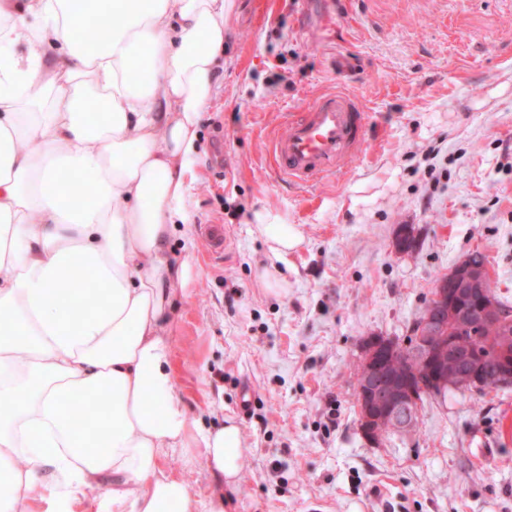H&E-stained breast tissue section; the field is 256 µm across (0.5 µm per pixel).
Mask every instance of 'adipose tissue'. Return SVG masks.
Instances as JSON below:
<instances>
[{
  "label": "adipose tissue",
  "mask_w": 512,
  "mask_h": 512,
  "mask_svg": "<svg viewBox=\"0 0 512 512\" xmlns=\"http://www.w3.org/2000/svg\"><path fill=\"white\" fill-rule=\"evenodd\" d=\"M230 0H0V512H227L167 473L235 485L233 422L179 395L171 313L193 276L197 125ZM90 27L103 42H83ZM56 48L47 56L48 48ZM271 252L301 242L260 213ZM79 268L65 285L60 272Z\"/></svg>",
  "instance_id": "adipose-tissue-1"
}]
</instances>
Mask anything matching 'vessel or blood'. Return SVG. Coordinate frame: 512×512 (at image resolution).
Returning a JSON list of instances; mask_svg holds the SVG:
<instances>
[{
    "mask_svg": "<svg viewBox=\"0 0 512 512\" xmlns=\"http://www.w3.org/2000/svg\"><path fill=\"white\" fill-rule=\"evenodd\" d=\"M367 116L353 97L329 94L273 134L270 165L289 179L310 182L336 174L365 140Z\"/></svg>",
    "mask_w": 512,
    "mask_h": 512,
    "instance_id": "1",
    "label": "vessel or blood"
}]
</instances>
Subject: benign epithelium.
<instances>
[{
    "instance_id": "benign-epithelium-1",
    "label": "benign epithelium",
    "mask_w": 512,
    "mask_h": 512,
    "mask_svg": "<svg viewBox=\"0 0 512 512\" xmlns=\"http://www.w3.org/2000/svg\"><path fill=\"white\" fill-rule=\"evenodd\" d=\"M483 257L472 252L455 263L432 290L411 333L402 342L405 367L396 368L389 337L371 335L361 344L355 389L359 393V429L378 443L390 433L414 431L423 401L449 388L476 391L488 373L499 385L512 383V353L495 352L493 360L477 358L448 336V317H476L484 326L504 329L512 320L497 313Z\"/></svg>"
}]
</instances>
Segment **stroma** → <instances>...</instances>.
Here are the masks:
<instances>
[{
	"label": "stroma",
	"mask_w": 512,
	"mask_h": 512,
	"mask_svg": "<svg viewBox=\"0 0 512 512\" xmlns=\"http://www.w3.org/2000/svg\"><path fill=\"white\" fill-rule=\"evenodd\" d=\"M336 90L368 114L359 154L310 186L277 177L272 133ZM198 134L173 362L188 410L233 419L246 453L231 492L183 451L165 470L197 498L228 492L229 512H512V386L449 390L379 444L354 397L363 339L410 335L468 253L512 305V0H233ZM259 212L299 231L285 258Z\"/></svg>",
	"instance_id": "1"
}]
</instances>
